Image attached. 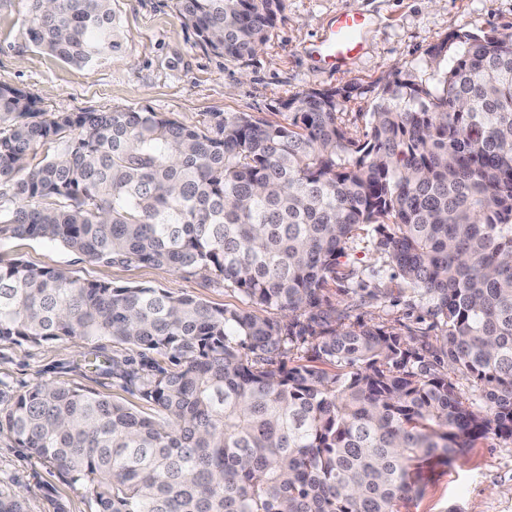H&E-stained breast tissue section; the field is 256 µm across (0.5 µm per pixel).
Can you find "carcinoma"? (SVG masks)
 Wrapping results in <instances>:
<instances>
[{
  "mask_svg": "<svg viewBox=\"0 0 512 512\" xmlns=\"http://www.w3.org/2000/svg\"><path fill=\"white\" fill-rule=\"evenodd\" d=\"M283 10L175 0L205 47L238 61ZM25 34L79 66L121 49L112 0H32ZM423 75L380 87L363 140L341 120L346 89L280 100V121L215 113L204 132L153 111L37 120L29 93L0 84V240L170 267L249 303L0 264V341L108 337L174 364L124 372L153 417L34 386L6 417L18 445L81 483L94 512H400L422 465L512 438V40L454 33ZM48 141L60 150L29 167ZM361 232L429 303L439 345L323 308ZM308 339L307 363L286 367ZM0 512L25 509L0 489Z\"/></svg>",
  "mask_w": 512,
  "mask_h": 512,
  "instance_id": "obj_1",
  "label": "carcinoma"
}]
</instances>
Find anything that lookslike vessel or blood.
Returning <instances> with one entry per match:
<instances>
[{
    "mask_svg": "<svg viewBox=\"0 0 512 512\" xmlns=\"http://www.w3.org/2000/svg\"><path fill=\"white\" fill-rule=\"evenodd\" d=\"M368 26L365 14L354 11L339 13L328 36L312 49L326 70L335 72L347 66L364 48L363 34Z\"/></svg>",
    "mask_w": 512,
    "mask_h": 512,
    "instance_id": "vessel-or-blood-1",
    "label": "vessel or blood"
}]
</instances>
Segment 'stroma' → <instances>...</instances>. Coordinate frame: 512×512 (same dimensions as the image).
Returning a JSON list of instances; mask_svg holds the SVG:
<instances>
[{"mask_svg": "<svg viewBox=\"0 0 512 512\" xmlns=\"http://www.w3.org/2000/svg\"><path fill=\"white\" fill-rule=\"evenodd\" d=\"M29 7V0H0V84L24 88L45 113L146 109L202 129L216 112L271 120L278 100L309 89L346 87L350 96L341 117L358 138L369 130L380 86L397 77H420L431 45L457 32L512 27V0H285L283 17L263 50L252 59L232 61L199 43L193 29L176 17L174 0H112L123 48L106 62L80 67L29 42L24 34ZM343 11L364 13L370 27L363 53L345 71L331 73L319 67L309 46ZM15 258L85 283L153 286L216 307L246 305L237 290L220 282L165 266L95 263L46 239L0 241V261ZM346 269L347 278L327 295L343 311L345 323L407 325L436 335L427 303L401 288L396 267L371 238L351 244ZM144 357L170 364L153 351ZM144 357L108 338L0 341V419L20 395L44 382L97 393L151 415V407L121 375L128 362ZM0 489L18 494L27 512H93L82 485L32 457L3 430ZM400 512H512V439L493 436L451 464L424 466L417 493Z\"/></svg>", "mask_w": 512, "mask_h": 512, "instance_id": "obj_1", "label": "stroma"}]
</instances>
